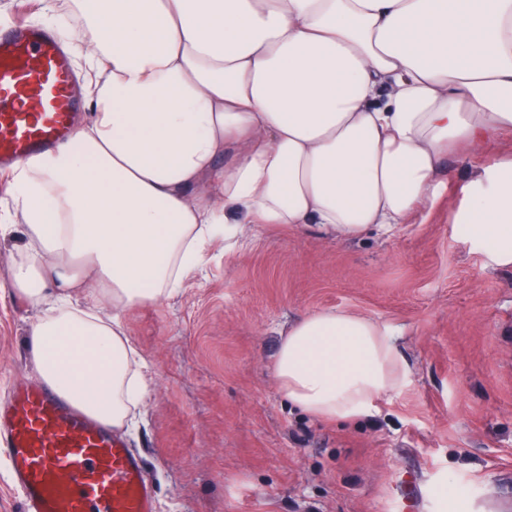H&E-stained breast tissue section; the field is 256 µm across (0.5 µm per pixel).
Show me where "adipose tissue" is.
<instances>
[{"label": "adipose tissue", "mask_w": 512, "mask_h": 512, "mask_svg": "<svg viewBox=\"0 0 512 512\" xmlns=\"http://www.w3.org/2000/svg\"><path fill=\"white\" fill-rule=\"evenodd\" d=\"M74 2L91 114L70 146L16 165L0 237H23L10 284L41 310L42 382L115 430L145 395L123 313L173 295L215 232L409 223L445 190L448 154L512 133V0ZM464 191L453 224L512 266V158ZM396 336L307 315L274 377L308 413L368 414L406 377Z\"/></svg>", "instance_id": "adipose-tissue-1"}]
</instances>
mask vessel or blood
<instances>
[{"mask_svg":"<svg viewBox=\"0 0 512 512\" xmlns=\"http://www.w3.org/2000/svg\"><path fill=\"white\" fill-rule=\"evenodd\" d=\"M77 84L55 30L0 29V169L69 143ZM0 452L24 512H156L140 456L48 387L19 383L0 406Z\"/></svg>","mask_w":512,"mask_h":512,"instance_id":"1","label":"vessel or blood"}]
</instances>
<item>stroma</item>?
<instances>
[{
  "label": "stroma",
  "mask_w": 512,
  "mask_h": 512,
  "mask_svg": "<svg viewBox=\"0 0 512 512\" xmlns=\"http://www.w3.org/2000/svg\"><path fill=\"white\" fill-rule=\"evenodd\" d=\"M66 30L44 0H0ZM512 155V136L449 156L450 182L408 224L337 239L311 225L247 224L223 237L168 299L123 323L148 372L125 432L157 512H394L409 476L424 512H512V267L452 224L474 165ZM21 238L0 240V401L35 380L39 310L8 274ZM395 326L405 383L370 414L323 419L288 402L273 367L281 333L322 310Z\"/></svg>",
  "instance_id": "obj_1"
}]
</instances>
